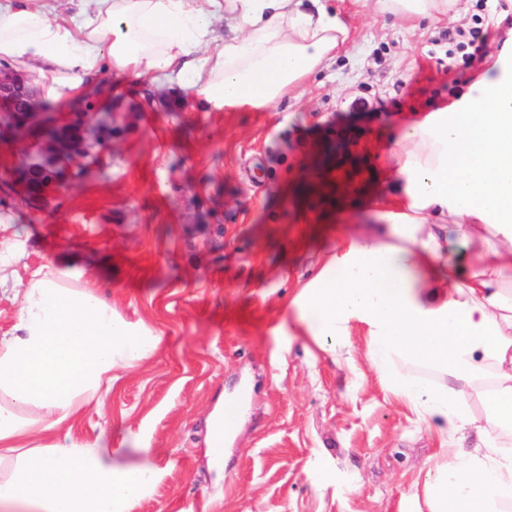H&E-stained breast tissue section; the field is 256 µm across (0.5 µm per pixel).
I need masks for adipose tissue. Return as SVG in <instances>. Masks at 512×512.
Listing matches in <instances>:
<instances>
[{"label":"adipose tissue","mask_w":512,"mask_h":512,"mask_svg":"<svg viewBox=\"0 0 512 512\" xmlns=\"http://www.w3.org/2000/svg\"><path fill=\"white\" fill-rule=\"evenodd\" d=\"M229 21L216 38L215 19ZM305 0H80L54 20L0 0V61L41 76L46 101L116 75L191 85L227 110L298 92L347 41ZM394 200L346 227L288 304V333L331 356L353 324L386 389L439 440L414 512H512V38L451 104L413 119L391 151ZM162 338L89 285L78 261L34 269L0 334V512H129L152 488L106 432L71 434L120 372ZM483 413L469 408L472 397ZM474 435L467 451L466 435ZM37 435L50 445H31Z\"/></svg>","instance_id":"adipose-tissue-1"}]
</instances>
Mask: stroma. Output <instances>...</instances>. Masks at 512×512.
I'll return each instance as SVG.
<instances>
[{
	"label": "stroma",
	"mask_w": 512,
	"mask_h": 512,
	"mask_svg": "<svg viewBox=\"0 0 512 512\" xmlns=\"http://www.w3.org/2000/svg\"><path fill=\"white\" fill-rule=\"evenodd\" d=\"M326 5L350 40L298 97L227 112L150 75L121 82L89 112V154L59 163L43 209L21 181L39 138L0 134V177L13 184L0 193L12 216L0 242L16 246L0 333L34 268L77 258L115 308L163 338L72 429L109 431L131 462L148 439L158 476L131 512H410L432 463L436 437L381 384L364 327L334 358L280 324L337 225L375 223L373 201L391 199L389 150L409 114L450 104L491 67L512 0H461L424 24L376 0ZM219 401L238 412L220 469L207 456Z\"/></svg>",
	"instance_id": "1"
}]
</instances>
